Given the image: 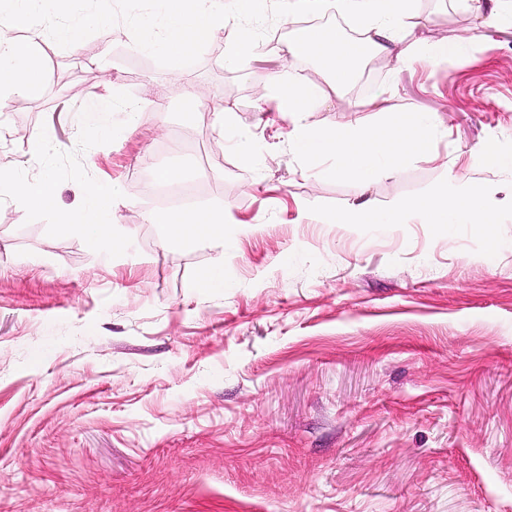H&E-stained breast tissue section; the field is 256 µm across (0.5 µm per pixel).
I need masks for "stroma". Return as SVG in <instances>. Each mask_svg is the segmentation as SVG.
<instances>
[{
  "label": "stroma",
  "instance_id": "1",
  "mask_svg": "<svg viewBox=\"0 0 512 512\" xmlns=\"http://www.w3.org/2000/svg\"><path fill=\"white\" fill-rule=\"evenodd\" d=\"M416 7L419 36L462 41L461 58L369 57L306 116L373 131L387 114L358 105L389 94L439 113L429 154L370 183L325 175L257 109L272 75L322 77L284 45L228 68L236 27L218 29L185 69L207 93L185 123L124 24L39 42L44 90L0 101V166L57 185L27 215L0 192V512H512V168L474 162L488 142L512 155V0ZM103 97L143 106L104 130ZM172 166L186 177L160 195ZM453 175L492 190L497 248L470 224L332 221ZM91 182L118 248L56 227ZM187 207L223 209L222 246L150 221ZM208 272L222 283L201 287Z\"/></svg>",
  "mask_w": 512,
  "mask_h": 512
}]
</instances>
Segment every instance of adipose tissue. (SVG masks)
Instances as JSON below:
<instances>
[{
	"label": "adipose tissue",
	"instance_id": "1",
	"mask_svg": "<svg viewBox=\"0 0 512 512\" xmlns=\"http://www.w3.org/2000/svg\"><path fill=\"white\" fill-rule=\"evenodd\" d=\"M415 0H295L294 9L333 10L366 22L369 31L364 39H343L336 29L313 25L301 29L289 39L287 51L292 55H309L326 63L324 83L307 82L296 77L274 79L271 92L261 93L258 106L274 101L277 112L292 117L290 137L296 150L306 156H330L328 173L370 179L394 171L409 154H427L437 113H398L390 99L376 98L378 111L389 113V120L378 130L334 129L321 133L308 131L304 115L322 107L330 92L347 88L353 82L357 67L371 54H397L402 60L426 58L445 61L457 58L456 42H425L415 38L420 15ZM9 187L20 199L25 213L48 208L55 197L52 180L28 186L18 168L0 166V188ZM366 203L352 206L335 218L339 224H370L381 219ZM423 224L447 226L456 223L474 225L489 242H496L498 218L489 207L481 189L451 178L447 189L427 201H412L393 208L385 219L389 224H402L406 219ZM155 223L164 225L169 237L184 246L205 240L220 246L224 243V213L216 209L186 210L155 215ZM58 226L69 232L90 233L97 242H115L112 208L102 196L98 184L85 190V207L80 220L59 213Z\"/></svg>",
	"mask_w": 512,
	"mask_h": 512
}]
</instances>
